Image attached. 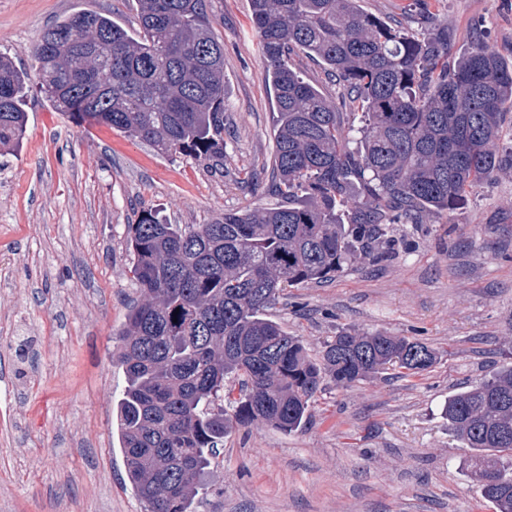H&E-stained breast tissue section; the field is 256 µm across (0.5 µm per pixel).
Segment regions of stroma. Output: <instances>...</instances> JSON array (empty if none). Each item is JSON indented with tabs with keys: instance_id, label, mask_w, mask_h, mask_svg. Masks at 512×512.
Segmentation results:
<instances>
[{
	"instance_id": "35a3bbf8",
	"label": "stroma",
	"mask_w": 512,
	"mask_h": 512,
	"mask_svg": "<svg viewBox=\"0 0 512 512\" xmlns=\"http://www.w3.org/2000/svg\"><path fill=\"white\" fill-rule=\"evenodd\" d=\"M205 4L224 49L221 166L76 125L36 95L19 148L0 152V512H144L114 415L126 380L112 350L141 298L128 227L144 210L208 224L281 202L275 94L251 0ZM359 5L420 37L444 22L449 63L481 41L512 60V0ZM83 11L138 26L137 0H0V54L30 70L43 32ZM289 64L335 102L345 130L361 127V110L319 60L297 49ZM499 150L500 169L452 214L389 226L394 256L288 289L267 311L316 359L348 329L422 339L439 361L417 377L327 383L290 433L233 428L197 512H496L443 408L512 362V110Z\"/></svg>"
}]
</instances>
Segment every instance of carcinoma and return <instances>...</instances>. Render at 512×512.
<instances>
[{
  "mask_svg": "<svg viewBox=\"0 0 512 512\" xmlns=\"http://www.w3.org/2000/svg\"><path fill=\"white\" fill-rule=\"evenodd\" d=\"M204 0H138L132 33L97 12L42 35L34 73L0 57V149L16 146L24 102L41 94L77 122L104 123L162 153L224 159V55ZM252 25L277 107L282 204L210 224L128 226L134 304L112 351L126 386L116 403L129 481L145 512H196L211 457L234 426L291 432L326 379L350 387L394 370L416 376L438 352L408 336L343 330L311 358L266 316L288 288L334 277L389 224L452 213L500 167L512 62L479 44L454 67L447 30L420 38L359 0H252ZM303 50L333 72L365 117L350 138L336 105L288 66ZM245 393L224 400L226 379ZM448 430L473 451L472 475L496 512H512V365L448 398Z\"/></svg>",
  "mask_w": 512,
  "mask_h": 512,
  "instance_id": "cac0c4a2",
  "label": "carcinoma"
}]
</instances>
